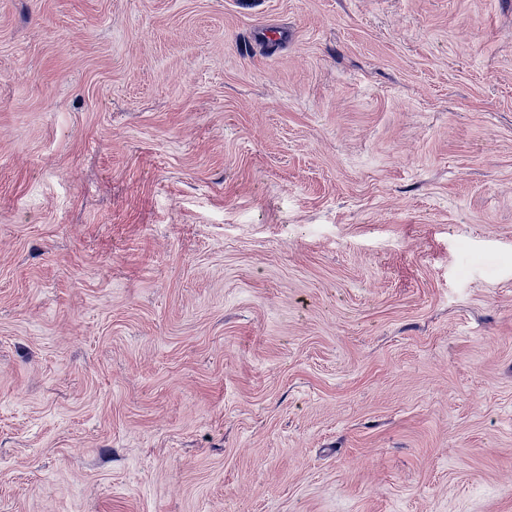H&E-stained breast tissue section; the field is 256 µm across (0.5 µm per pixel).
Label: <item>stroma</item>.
I'll use <instances>...</instances> for the list:
<instances>
[{"label":"stroma","mask_w":512,"mask_h":512,"mask_svg":"<svg viewBox=\"0 0 512 512\" xmlns=\"http://www.w3.org/2000/svg\"><path fill=\"white\" fill-rule=\"evenodd\" d=\"M0 512H512V0H0Z\"/></svg>","instance_id":"35a3bbf8"}]
</instances>
